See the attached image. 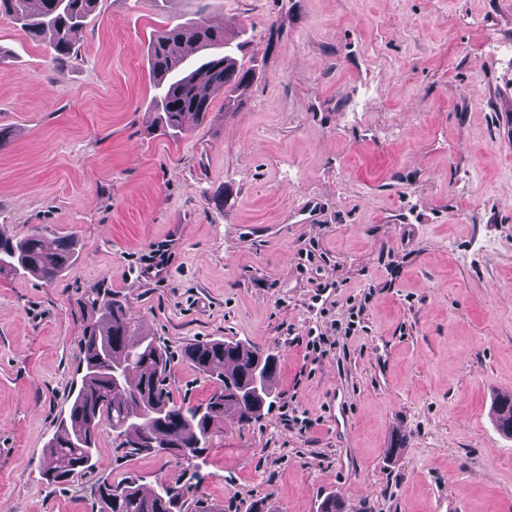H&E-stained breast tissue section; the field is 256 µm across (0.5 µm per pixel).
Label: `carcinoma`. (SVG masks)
<instances>
[{"instance_id":"obj_1","label":"carcinoma","mask_w":512,"mask_h":512,"mask_svg":"<svg viewBox=\"0 0 512 512\" xmlns=\"http://www.w3.org/2000/svg\"><path fill=\"white\" fill-rule=\"evenodd\" d=\"M197 18L176 23L156 34L149 44L160 124L172 134L188 131L186 120L202 123L213 96H224L234 109L246 97L255 69L237 64V36L210 23V0H201ZM97 0H0V17L20 25L26 36H47L58 57L70 54L75 32L95 11ZM211 51L195 69L189 54ZM76 258V240L61 237L47 244L45 227L31 224L15 237L0 234V274L28 275L47 284L58 280ZM80 385L49 438L40 461L42 478L58 485L92 466L97 435L106 423L132 454H168L183 459L202 456L229 421L242 427L259 419L272 403L271 382L278 354L233 340H207L184 349V358L214 384L200 404L176 402L164 392L170 366L166 347L143 333L126 301L93 292L83 301ZM498 427L512 436V396L495 399ZM97 512H186L179 489L164 481L144 492L136 480L100 484L94 491Z\"/></svg>"}]
</instances>
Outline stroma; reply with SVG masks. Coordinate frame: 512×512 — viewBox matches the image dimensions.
<instances>
[{
    "instance_id": "stroma-1",
    "label": "stroma",
    "mask_w": 512,
    "mask_h": 512,
    "mask_svg": "<svg viewBox=\"0 0 512 512\" xmlns=\"http://www.w3.org/2000/svg\"><path fill=\"white\" fill-rule=\"evenodd\" d=\"M199 0H98L56 58L0 19V233L75 236L61 279L0 274V506L93 512L101 482L181 480L101 426L68 484L39 462L80 379L82 302L108 289L168 349L166 391L213 386L187 343L277 349L275 401L225 425L191 512H512V0H217L257 65L182 135L156 121L147 46ZM373 298L352 335V305ZM329 334L315 353L311 333Z\"/></svg>"
}]
</instances>
